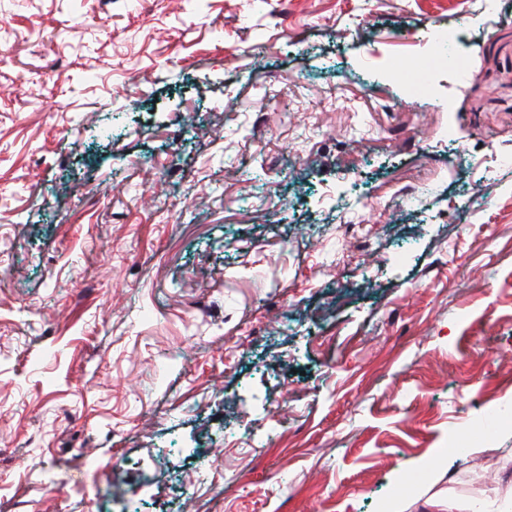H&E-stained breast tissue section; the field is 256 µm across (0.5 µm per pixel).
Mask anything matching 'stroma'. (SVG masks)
<instances>
[{
    "label": "stroma",
    "instance_id": "stroma-1",
    "mask_svg": "<svg viewBox=\"0 0 512 512\" xmlns=\"http://www.w3.org/2000/svg\"><path fill=\"white\" fill-rule=\"evenodd\" d=\"M1 87L0 512H512V0H0Z\"/></svg>",
    "mask_w": 512,
    "mask_h": 512
}]
</instances>
